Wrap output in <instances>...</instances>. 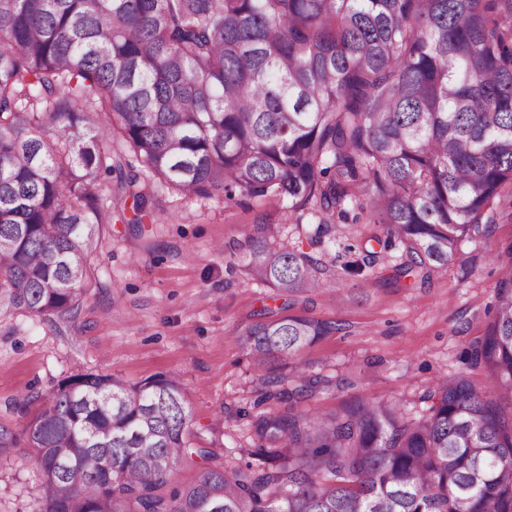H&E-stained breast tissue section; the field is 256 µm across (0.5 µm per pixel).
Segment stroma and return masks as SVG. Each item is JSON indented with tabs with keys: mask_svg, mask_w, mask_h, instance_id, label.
Listing matches in <instances>:
<instances>
[{
	"mask_svg": "<svg viewBox=\"0 0 512 512\" xmlns=\"http://www.w3.org/2000/svg\"><path fill=\"white\" fill-rule=\"evenodd\" d=\"M106 229L95 273L75 318L0 315V421L23 427L18 407L48 398L71 376L114 375L137 384L175 376L191 410L193 441L234 468L249 461L250 425L239 411L260 393L237 336L269 294L246 274L245 230L271 225L278 238L313 258L381 235L378 224L320 227L312 208L294 210L273 196H181L160 188L142 214L126 208ZM140 224H131V217ZM512 243V219L491 235L463 242L454 261L426 283L393 280L401 251L390 248L370 276L328 268L324 288L295 298L289 314L340 323L286 365L333 379L296 412L332 413L352 401L395 399L408 415L440 377L467 372L485 389L484 371L460 355L482 336L501 276L497 254ZM40 477L28 449L0 458V512H32Z\"/></svg>",
	"mask_w": 512,
	"mask_h": 512,
	"instance_id": "stroma-1",
	"label": "stroma"
}]
</instances>
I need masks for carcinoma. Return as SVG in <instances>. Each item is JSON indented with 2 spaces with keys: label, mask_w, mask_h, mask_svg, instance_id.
Segmentation results:
<instances>
[{
  "label": "carcinoma",
  "mask_w": 512,
  "mask_h": 512,
  "mask_svg": "<svg viewBox=\"0 0 512 512\" xmlns=\"http://www.w3.org/2000/svg\"><path fill=\"white\" fill-rule=\"evenodd\" d=\"M128 153L180 195L366 217L385 236L331 263L361 275L397 246L396 277L425 280L512 189V0H0V314L75 317L112 214L151 200ZM244 235L280 302L237 336L261 383L256 462L228 471L191 442L176 378L80 374L22 429L0 422V456L39 467L35 512H512V243L462 352L490 386L441 377L409 420L393 399L261 408L330 387L279 369L340 324L286 314L322 287L310 255Z\"/></svg>",
  "instance_id": "1"
}]
</instances>
